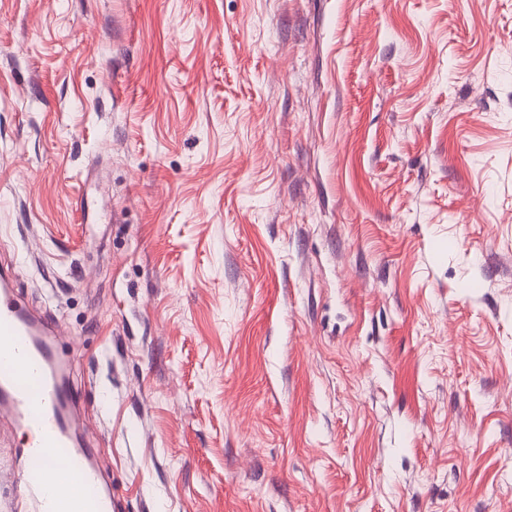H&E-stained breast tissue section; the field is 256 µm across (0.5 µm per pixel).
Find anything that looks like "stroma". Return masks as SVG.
<instances>
[{
	"mask_svg": "<svg viewBox=\"0 0 512 512\" xmlns=\"http://www.w3.org/2000/svg\"><path fill=\"white\" fill-rule=\"evenodd\" d=\"M114 512H512V0H0V264Z\"/></svg>",
	"mask_w": 512,
	"mask_h": 512,
	"instance_id": "obj_1",
	"label": "stroma"
}]
</instances>
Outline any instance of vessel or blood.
<instances>
[{
	"label": "vessel or blood",
	"instance_id": "1",
	"mask_svg": "<svg viewBox=\"0 0 512 512\" xmlns=\"http://www.w3.org/2000/svg\"><path fill=\"white\" fill-rule=\"evenodd\" d=\"M55 325L30 314L10 274H0V418L19 422L28 443L8 486L10 512H111L91 451L74 437L78 393L60 382ZM78 474L87 494L69 496L65 480Z\"/></svg>",
	"mask_w": 512,
	"mask_h": 512
}]
</instances>
